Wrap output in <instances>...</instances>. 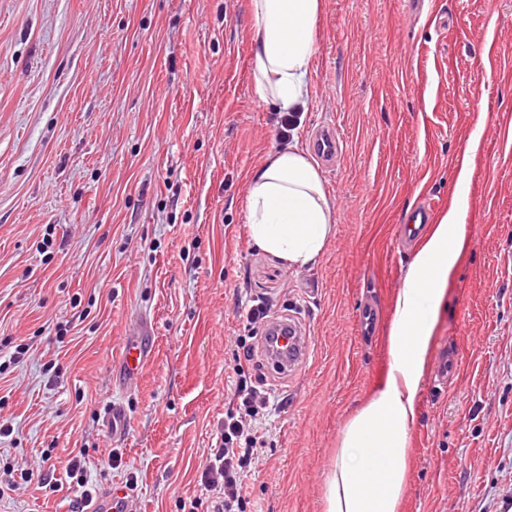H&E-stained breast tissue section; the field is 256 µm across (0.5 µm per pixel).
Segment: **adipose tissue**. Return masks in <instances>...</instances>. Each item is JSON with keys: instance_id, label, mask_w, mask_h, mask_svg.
I'll return each mask as SVG.
<instances>
[{"instance_id": "obj_1", "label": "adipose tissue", "mask_w": 512, "mask_h": 512, "mask_svg": "<svg viewBox=\"0 0 512 512\" xmlns=\"http://www.w3.org/2000/svg\"><path fill=\"white\" fill-rule=\"evenodd\" d=\"M322 9L323 0H248L255 92L275 111L296 112L305 103ZM245 214L255 245L292 267L319 260L336 222L317 163L296 144L274 150L249 176ZM463 244L454 205L408 265L388 331L387 378L342 433L323 512H397L437 313Z\"/></svg>"}]
</instances>
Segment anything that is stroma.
I'll return each instance as SVG.
<instances>
[{
	"label": "stroma",
	"mask_w": 512,
	"mask_h": 512,
	"mask_svg": "<svg viewBox=\"0 0 512 512\" xmlns=\"http://www.w3.org/2000/svg\"><path fill=\"white\" fill-rule=\"evenodd\" d=\"M323 2L292 136L335 126L343 151L321 172L337 222L296 268L246 224L247 178L283 143L254 89L247 0H0V476L31 475L0 512H70L116 483L138 512H184L233 395L238 289L311 339L302 370L261 367L277 408L245 510L322 512L342 428L388 370L413 256L398 226L424 199L443 216L460 190L465 249L399 512L512 500V0ZM144 316L155 355L126 388L115 364ZM449 348L463 366L444 380ZM114 400L129 416L116 442L99 418Z\"/></svg>",
	"instance_id": "stroma-1"
}]
</instances>
